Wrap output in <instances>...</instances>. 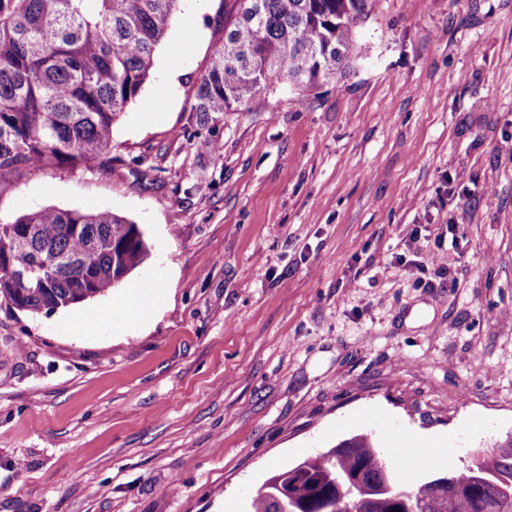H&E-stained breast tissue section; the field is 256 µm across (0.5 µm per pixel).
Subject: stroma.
Here are the masks:
<instances>
[{"label": "stroma", "instance_id": "obj_1", "mask_svg": "<svg viewBox=\"0 0 512 512\" xmlns=\"http://www.w3.org/2000/svg\"><path fill=\"white\" fill-rule=\"evenodd\" d=\"M223 34L224 0H183L112 172L0 199L151 243L74 308L0 301V512H248L362 432L415 488L512 435V0H373L340 84L264 86L208 129L193 85Z\"/></svg>", "mask_w": 512, "mask_h": 512}]
</instances>
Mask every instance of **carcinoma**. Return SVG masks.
I'll return each instance as SVG.
<instances>
[{"mask_svg":"<svg viewBox=\"0 0 512 512\" xmlns=\"http://www.w3.org/2000/svg\"><path fill=\"white\" fill-rule=\"evenodd\" d=\"M224 36L197 80L204 124L248 106L261 87L337 84L359 56L356 35L372 0H230ZM181 0H0V198L16 176L43 170L112 172V127L153 74L158 46ZM27 240L18 250L14 241ZM149 255L138 226L112 212L44 208L0 222V299L32 315L102 295ZM38 262L42 283L16 269ZM448 489H409L371 438L355 435L272 475L249 512H279L276 498L301 481L288 512H323L341 492L366 490V512H512V437L474 463L448 467Z\"/></svg>","mask_w":512,"mask_h":512,"instance_id":"carcinoma-1","label":"carcinoma"}]
</instances>
